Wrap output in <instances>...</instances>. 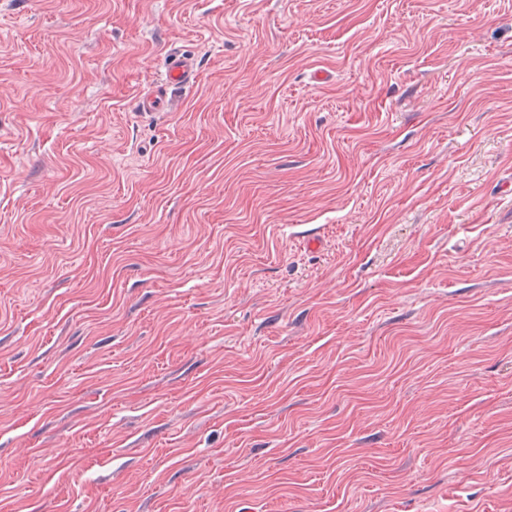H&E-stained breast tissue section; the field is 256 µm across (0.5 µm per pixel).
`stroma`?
I'll list each match as a JSON object with an SVG mask.
<instances>
[{
    "instance_id": "stroma-1",
    "label": "stroma",
    "mask_w": 512,
    "mask_h": 512,
    "mask_svg": "<svg viewBox=\"0 0 512 512\" xmlns=\"http://www.w3.org/2000/svg\"><path fill=\"white\" fill-rule=\"evenodd\" d=\"M0 512H512V0H0ZM198 66L195 60L178 51H170L165 57V81L160 86L140 94L137 107L140 112L154 116L158 112L173 109V101L168 92L180 90L196 83Z\"/></svg>"
}]
</instances>
